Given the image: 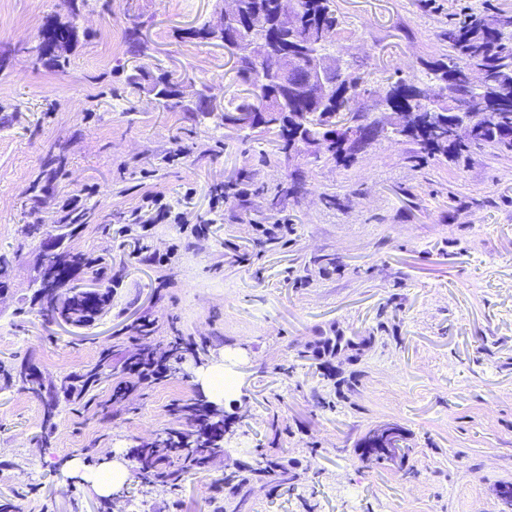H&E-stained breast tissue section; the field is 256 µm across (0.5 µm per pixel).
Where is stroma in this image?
I'll return each instance as SVG.
<instances>
[{"mask_svg":"<svg viewBox=\"0 0 512 512\" xmlns=\"http://www.w3.org/2000/svg\"><path fill=\"white\" fill-rule=\"evenodd\" d=\"M222 0H0V361L56 381L112 351L97 403L60 399L52 430L40 403L0 384V505L7 512H512V153L493 147L418 160L404 138L375 141L348 165L284 157L197 112H169L128 77L167 72L238 89L220 41L184 38ZM331 51L373 90L428 84L451 22L476 11L512 19V0H335ZM143 50L129 51L130 14ZM72 24L70 63L30 54L46 28ZM186 153L178 161L177 148ZM299 177L304 190L274 197ZM160 193L173 220L133 221ZM81 195L90 223L59 252L112 260V303L90 327L46 324L30 303L45 251L27 224L56 225ZM148 247L134 256L135 242ZM202 341L167 381L113 400L137 346ZM346 347L324 351V340ZM235 385L219 408L232 440L179 489L143 482L136 449L187 425L177 403L205 400L202 371ZM401 428L405 461H365L375 428ZM86 469L66 462L83 457ZM119 459L130 477L99 495L87 468ZM283 467L287 480L268 471Z\"/></svg>","mask_w":512,"mask_h":512,"instance_id":"35a3bbf8","label":"stroma"}]
</instances>
